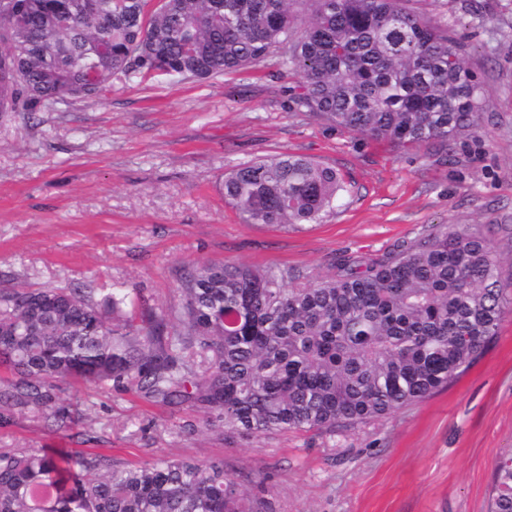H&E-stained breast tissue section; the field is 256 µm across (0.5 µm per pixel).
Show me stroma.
Returning a JSON list of instances; mask_svg holds the SVG:
<instances>
[{
  "label": "stroma",
  "mask_w": 512,
  "mask_h": 512,
  "mask_svg": "<svg viewBox=\"0 0 512 512\" xmlns=\"http://www.w3.org/2000/svg\"><path fill=\"white\" fill-rule=\"evenodd\" d=\"M465 38L484 88L483 132L398 150L296 111L293 75L275 59L206 81L113 82L99 98L0 112V291L119 285L139 309L179 306L191 266L246 263L306 275L338 258H381L470 224L500 257L512 309V0H411ZM293 153L334 166L354 192L318 224L241 223L224 202L226 171ZM69 429L0 400V448L101 453L120 466L151 456L207 461L265 512H488L494 461L512 451V313L448 389L336 433L232 437L187 406L133 390L66 384ZM193 432H184L185 424Z\"/></svg>",
  "instance_id": "1"
}]
</instances>
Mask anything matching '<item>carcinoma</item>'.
<instances>
[{"label":"carcinoma","instance_id":"carcinoma-1","mask_svg":"<svg viewBox=\"0 0 512 512\" xmlns=\"http://www.w3.org/2000/svg\"><path fill=\"white\" fill-rule=\"evenodd\" d=\"M407 0H0V112L91 99L116 79L206 80L275 57L294 103L332 129L448 154L484 128L465 44ZM353 184L282 153L224 173L245 224H313ZM491 241L468 225L384 258H342L332 276L249 264L189 268L181 307L141 323L133 298L71 288L0 292L6 397L58 428L59 384L137 383L232 435L334 432L419 404L467 371L508 309ZM306 282H300V279ZM0 512H264L224 461L162 456L121 467L101 456L0 449ZM489 512H512V453Z\"/></svg>","mask_w":512,"mask_h":512}]
</instances>
